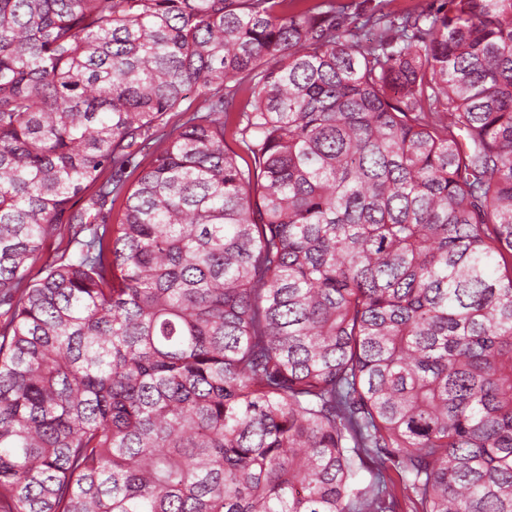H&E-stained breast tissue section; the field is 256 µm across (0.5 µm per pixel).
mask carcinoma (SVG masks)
Here are the masks:
<instances>
[{
  "label": "carcinoma",
  "mask_w": 512,
  "mask_h": 512,
  "mask_svg": "<svg viewBox=\"0 0 512 512\" xmlns=\"http://www.w3.org/2000/svg\"><path fill=\"white\" fill-rule=\"evenodd\" d=\"M299 2L0 0V512H512V0Z\"/></svg>",
  "instance_id": "cac0c4a2"
}]
</instances>
